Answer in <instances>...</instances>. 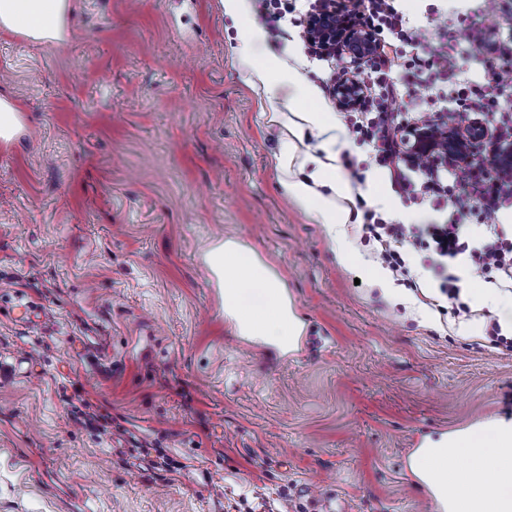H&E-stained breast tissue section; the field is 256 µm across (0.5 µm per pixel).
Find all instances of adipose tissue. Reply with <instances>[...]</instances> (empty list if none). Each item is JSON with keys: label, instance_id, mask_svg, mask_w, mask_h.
I'll list each match as a JSON object with an SVG mask.
<instances>
[{"label": "adipose tissue", "instance_id": "adipose-tissue-1", "mask_svg": "<svg viewBox=\"0 0 512 512\" xmlns=\"http://www.w3.org/2000/svg\"><path fill=\"white\" fill-rule=\"evenodd\" d=\"M68 8V0H0V28L34 41H59ZM281 187L294 205L326 225L340 262L358 261L344 230L350 213L336 204L342 188L335 170L319 163L306 176L289 174ZM205 262L224 290V315L240 336L284 353L296 349L304 324L276 271L232 239L212 246ZM451 456L460 460L459 468H447ZM408 469L428 488L440 512H512V420L427 439L410 456Z\"/></svg>", "mask_w": 512, "mask_h": 512}]
</instances>
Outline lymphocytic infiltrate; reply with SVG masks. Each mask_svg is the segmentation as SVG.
Here are the masks:
<instances>
[{"instance_id":"lymphocytic-infiltrate-1","label":"lymphocytic infiltrate","mask_w":512,"mask_h":512,"mask_svg":"<svg viewBox=\"0 0 512 512\" xmlns=\"http://www.w3.org/2000/svg\"><path fill=\"white\" fill-rule=\"evenodd\" d=\"M309 8L315 14L354 13L373 33V49L351 60L360 99L341 114L347 136L368 147L404 207H450L455 212L446 223L400 224L377 210H365L362 230L377 242L381 263L396 280L414 285L419 277L406 256L430 250L435 289L421 293L420 300L432 307L442 298L458 297L455 270L460 266L470 278L512 291V224L498 221L501 211L512 210V41L491 38L496 16L468 26L461 37L444 13L432 16L430 26L411 24L398 0H355L350 6L341 0H311ZM433 27L443 33L434 48L428 45ZM468 51L483 58L482 80L463 76ZM442 78L448 81L444 95L435 91ZM406 79L426 89V111H389L388 100L399 96ZM462 118L477 129L463 154L416 137L419 127L444 132ZM473 215L481 223L475 230L466 223Z\"/></svg>"}]
</instances>
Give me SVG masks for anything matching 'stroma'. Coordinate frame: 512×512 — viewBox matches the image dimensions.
<instances>
[{"instance_id":"obj_1","label":"stroma","mask_w":512,"mask_h":512,"mask_svg":"<svg viewBox=\"0 0 512 512\" xmlns=\"http://www.w3.org/2000/svg\"><path fill=\"white\" fill-rule=\"evenodd\" d=\"M69 5L65 41L0 31V98L23 120L0 144V512H438L413 444L512 420V352L489 347L470 277L441 310L388 298L359 225L372 192L398 222L447 213L403 207L342 128L289 111L263 64L317 88L333 70L254 0L241 18L221 0ZM400 7L474 22L512 0ZM290 139L301 161H366L347 181L358 263L282 194ZM227 238L286 283L295 351L225 321L203 255ZM27 302L38 321L17 318Z\"/></svg>"}]
</instances>
